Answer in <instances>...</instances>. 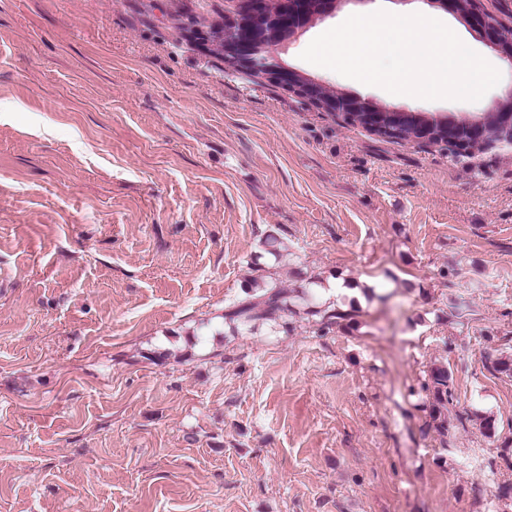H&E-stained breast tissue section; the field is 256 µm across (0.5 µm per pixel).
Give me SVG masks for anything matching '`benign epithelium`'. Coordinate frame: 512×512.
<instances>
[{"label":"benign epithelium","mask_w":512,"mask_h":512,"mask_svg":"<svg viewBox=\"0 0 512 512\" xmlns=\"http://www.w3.org/2000/svg\"><path fill=\"white\" fill-rule=\"evenodd\" d=\"M352 0H278L270 8L266 0H250V12L224 17V25L213 28L214 35L199 34L208 48L224 50L226 28L236 33L231 53L234 56L230 67L249 76H262L277 86L284 87L325 112H336L349 117L364 112L370 122L383 114L394 123L401 122L408 113L374 106L359 96L344 93L330 84L310 78L301 71L281 65L275 57V47L292 38L297 32L320 21ZM444 11L459 17L478 38L493 48L501 57L512 61V27L495 21L470 0L467 9L463 0H424ZM422 129L430 130L435 123L448 126V139L442 141L462 155L472 149L492 148L512 139V106L500 109L499 120L491 130L480 117H465L455 120L421 118Z\"/></svg>","instance_id":"obj_1"}]
</instances>
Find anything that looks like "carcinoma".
<instances>
[{"label":"carcinoma","mask_w":512,"mask_h":512,"mask_svg":"<svg viewBox=\"0 0 512 512\" xmlns=\"http://www.w3.org/2000/svg\"><path fill=\"white\" fill-rule=\"evenodd\" d=\"M381 137L393 141H413L418 137L416 121L412 120L397 133H381ZM303 309L319 318L321 328L331 329L348 318V314L326 301L316 305L314 293L306 288L288 289L271 276L252 279L245 296L224 310V324L236 334L241 331L254 333L263 328L286 326L285 318ZM428 399V427L448 434V405L455 399L448 367L439 365L429 372L425 386Z\"/></svg>","instance_id":"carcinoma-1"}]
</instances>
